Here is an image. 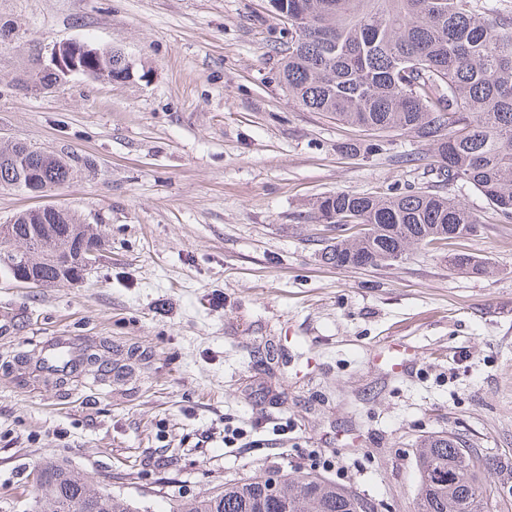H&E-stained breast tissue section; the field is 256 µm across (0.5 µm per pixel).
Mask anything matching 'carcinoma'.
I'll list each match as a JSON object with an SVG mask.
<instances>
[{
	"label": "carcinoma",
	"mask_w": 512,
	"mask_h": 512,
	"mask_svg": "<svg viewBox=\"0 0 512 512\" xmlns=\"http://www.w3.org/2000/svg\"><path fill=\"white\" fill-rule=\"evenodd\" d=\"M294 35L282 56L279 83L299 106L374 133L404 132L434 148L431 170L443 182L471 185L494 210L512 218V0H269ZM130 78L127 57L112 49V80ZM31 174L49 188L66 185L72 166L57 158L40 166L26 148L0 143V189L23 190ZM336 224H360L323 251L338 268L376 266L474 232L476 216L458 200L432 191L360 195L347 190L314 202ZM55 224L70 232L50 246L63 252L93 244L89 225L68 212ZM30 254L47 285L74 280L57 263ZM454 270L485 275L475 256L449 259ZM451 432L421 438L415 512H486L487 479L506 473L499 488L512 490V458L469 453ZM34 498L41 512H145L134 499L94 488L64 463L38 467ZM261 477L244 476L207 495L174 500L169 512H362L359 500L321 475L285 477L281 499L261 495Z\"/></svg>",
	"instance_id": "cac0c4a2"
}]
</instances>
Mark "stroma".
Returning a JSON list of instances; mask_svg holds the SVG:
<instances>
[{
  "mask_svg": "<svg viewBox=\"0 0 512 512\" xmlns=\"http://www.w3.org/2000/svg\"><path fill=\"white\" fill-rule=\"evenodd\" d=\"M1 24L0 139L75 174L41 198L0 190V224L54 205L106 249L71 284L0 275V512L48 458L168 512L271 466L308 470L314 449L377 512H413L422 436L512 457V220L438 182L428 142L291 100L288 23L267 0H0ZM64 42L121 48L133 74L41 86ZM428 189L469 207L475 231L377 266L322 262L318 197ZM456 252L490 273H458ZM57 337L98 346V370L61 386L25 360ZM228 427L246 431L232 448Z\"/></svg>",
  "mask_w": 512,
  "mask_h": 512,
  "instance_id": "stroma-1",
  "label": "stroma"
}]
</instances>
